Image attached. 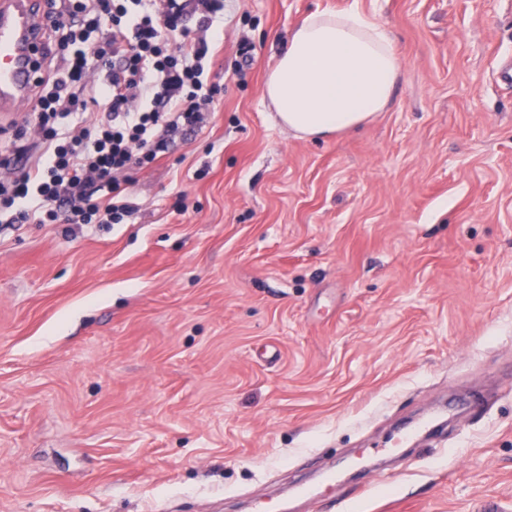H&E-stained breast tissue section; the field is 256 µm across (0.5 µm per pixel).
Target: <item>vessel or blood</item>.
Instances as JSON below:
<instances>
[{
  "mask_svg": "<svg viewBox=\"0 0 512 512\" xmlns=\"http://www.w3.org/2000/svg\"><path fill=\"white\" fill-rule=\"evenodd\" d=\"M43 0H0V109L29 102L44 46Z\"/></svg>",
  "mask_w": 512,
  "mask_h": 512,
  "instance_id": "obj_1",
  "label": "vessel or blood"
}]
</instances>
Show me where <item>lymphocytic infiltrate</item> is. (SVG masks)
Instances as JSON below:
<instances>
[{
  "mask_svg": "<svg viewBox=\"0 0 512 512\" xmlns=\"http://www.w3.org/2000/svg\"><path fill=\"white\" fill-rule=\"evenodd\" d=\"M223 11L224 0H46L53 68L28 115L40 154L21 167L29 145L0 150V165L17 168L0 182L10 223L42 224L62 208L74 224H118L132 213L117 175L156 163L167 135L196 127L213 104L205 61ZM101 100L107 112L87 118Z\"/></svg>",
  "mask_w": 512,
  "mask_h": 512,
  "instance_id": "lymphocytic-infiltrate-1",
  "label": "lymphocytic infiltrate"
}]
</instances>
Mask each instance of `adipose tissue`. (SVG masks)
Returning a JSON list of instances; mask_svg holds the SVG:
<instances>
[{
  "label": "adipose tissue",
  "instance_id": "adipose-tissue-1",
  "mask_svg": "<svg viewBox=\"0 0 512 512\" xmlns=\"http://www.w3.org/2000/svg\"><path fill=\"white\" fill-rule=\"evenodd\" d=\"M400 69L387 32L359 7L314 13L289 31L263 96L296 137L326 138L384 111Z\"/></svg>",
  "mask_w": 512,
  "mask_h": 512
}]
</instances>
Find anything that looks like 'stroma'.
<instances>
[{
	"label": "stroma",
	"mask_w": 512,
	"mask_h": 512,
	"mask_svg": "<svg viewBox=\"0 0 512 512\" xmlns=\"http://www.w3.org/2000/svg\"><path fill=\"white\" fill-rule=\"evenodd\" d=\"M354 4L393 100L296 138L266 74ZM214 37L222 92L120 174L131 217L0 223V512H329L294 492L332 465L342 512H512V0H224Z\"/></svg>",
	"instance_id": "1"
}]
</instances>
